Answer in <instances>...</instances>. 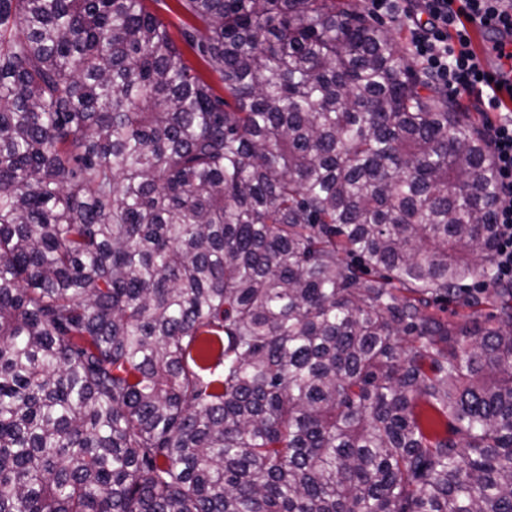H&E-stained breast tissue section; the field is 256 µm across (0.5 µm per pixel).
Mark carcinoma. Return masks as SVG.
<instances>
[{
	"label": "carcinoma",
	"instance_id": "cac0c4a2",
	"mask_svg": "<svg viewBox=\"0 0 512 512\" xmlns=\"http://www.w3.org/2000/svg\"><path fill=\"white\" fill-rule=\"evenodd\" d=\"M179 2L0 0V512H512L487 139L346 0ZM143 4L148 11L169 24L171 34L179 41L180 30L185 27V23H189V20L178 2L176 0H145ZM460 288L463 289L459 298L448 300L447 303L442 304L448 320L471 325L473 321L484 322L495 311L493 305L485 301L476 307L464 305V299L471 294L484 298L486 293H481V288H491V286L484 285L480 280H474L467 282Z\"/></svg>",
	"mask_w": 512,
	"mask_h": 512
}]
</instances>
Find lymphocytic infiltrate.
<instances>
[{
  "instance_id": "lymphocytic-infiltrate-1",
  "label": "lymphocytic infiltrate",
  "mask_w": 512,
  "mask_h": 512,
  "mask_svg": "<svg viewBox=\"0 0 512 512\" xmlns=\"http://www.w3.org/2000/svg\"><path fill=\"white\" fill-rule=\"evenodd\" d=\"M374 14L399 10L412 32L413 52L436 86L475 96L497 171L496 278L512 284V85L499 90L473 47L474 25L512 42V0H370Z\"/></svg>"
}]
</instances>
